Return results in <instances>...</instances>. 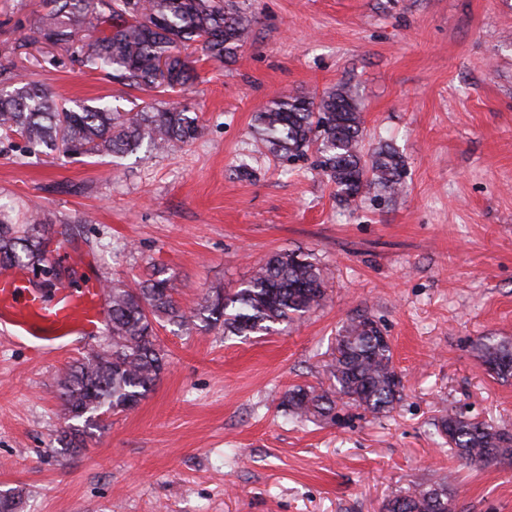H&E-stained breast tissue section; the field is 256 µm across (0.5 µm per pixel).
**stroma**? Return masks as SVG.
Segmentation results:
<instances>
[{
  "mask_svg": "<svg viewBox=\"0 0 512 512\" xmlns=\"http://www.w3.org/2000/svg\"><path fill=\"white\" fill-rule=\"evenodd\" d=\"M254 24L235 59L200 60L188 91L203 125L163 153L27 163L0 152V193L74 229L88 275L134 283L156 270L184 308L246 281L272 252L302 249L328 281L323 307L265 336L169 325L167 367L131 411L85 428L76 454L54 381L102 343L31 360L0 340V490L19 512H381L444 479L455 512H512V468L463 465L435 430L448 412L512 424V378L480 358L512 342V0H237ZM38 0H0V54ZM28 49L17 74L73 100L120 109L154 94ZM348 83L366 142L393 144L406 188L340 205L315 153L278 160L251 118L282 93ZM247 164L249 175L238 167ZM366 314L387 332L402 401L373 415L340 400L336 421L296 422L294 385L330 388L336 337Z\"/></svg>",
  "mask_w": 512,
  "mask_h": 512,
  "instance_id": "1",
  "label": "stroma"
}]
</instances>
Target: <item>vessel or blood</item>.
I'll use <instances>...</instances> for the list:
<instances>
[{
    "instance_id": "1",
    "label": "vessel or blood",
    "mask_w": 512,
    "mask_h": 512,
    "mask_svg": "<svg viewBox=\"0 0 512 512\" xmlns=\"http://www.w3.org/2000/svg\"><path fill=\"white\" fill-rule=\"evenodd\" d=\"M106 309L102 289L89 278L46 289L28 269L0 275V333L36 359L66 348L71 337L98 335Z\"/></svg>"
}]
</instances>
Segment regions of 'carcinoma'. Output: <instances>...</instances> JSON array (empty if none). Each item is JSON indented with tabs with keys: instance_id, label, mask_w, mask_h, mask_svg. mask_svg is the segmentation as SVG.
Returning a JSON list of instances; mask_svg holds the SVG:
<instances>
[{
	"instance_id": "obj_1",
	"label": "carcinoma",
	"mask_w": 512,
	"mask_h": 512,
	"mask_svg": "<svg viewBox=\"0 0 512 512\" xmlns=\"http://www.w3.org/2000/svg\"><path fill=\"white\" fill-rule=\"evenodd\" d=\"M256 21L234 0H41L36 22L22 33L23 45H47L65 51L71 61L162 94L177 92L196 79L190 56L202 53L224 62L247 42ZM44 86L17 82L0 91V144L23 142L22 157L133 154L159 152L194 142L202 133L192 106L154 99L136 110L117 112L107 104L77 103ZM252 134L278 159H293L309 149L334 185L336 200L350 207L367 194L389 197L405 189L406 163L389 143L365 148L364 119L353 87L340 85L320 96L281 94L255 113ZM51 216L10 201L0 204V272L40 268L44 245L59 231ZM108 338L57 378L59 399L71 419H92L102 411L134 409L157 385L166 352L157 336L164 322L183 324L188 316L167 278L104 288ZM327 299L323 270L309 253L280 250L261 261L237 288L214 291L194 317L235 336H264L320 308ZM368 315L347 323L336 338L331 365L334 390L294 385L279 407L296 420L331 419L336 396L378 415L402 399L403 384L393 365L391 345ZM482 362L499 378L512 377V343H485ZM438 433L452 435L456 457L482 468L512 465V426L451 412L437 422ZM59 442L76 451L83 432L73 427ZM448 485L417 486L387 500L381 512H455Z\"/></svg>"
}]
</instances>
